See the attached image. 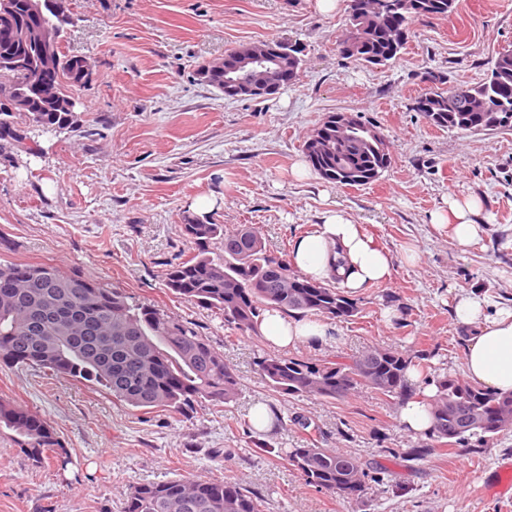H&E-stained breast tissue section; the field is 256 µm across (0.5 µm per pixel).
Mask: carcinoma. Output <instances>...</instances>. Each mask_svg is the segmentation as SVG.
<instances>
[{
	"label": "carcinoma",
	"instance_id": "obj_1",
	"mask_svg": "<svg viewBox=\"0 0 512 512\" xmlns=\"http://www.w3.org/2000/svg\"><path fill=\"white\" fill-rule=\"evenodd\" d=\"M376 7L361 14L349 13V24L362 30L361 46L348 57L367 66L388 64L397 48L389 35L422 18L447 17L455 0H414V11L404 0H374ZM27 0H13L12 20L0 22V61L6 55L35 54L32 46L16 41L20 26L43 28L57 23L49 11L37 17L26 8ZM281 69L299 76L301 48L288 46ZM83 57L59 51L57 70L49 77L59 86L61 99H72L71 90L89 81L80 71ZM42 74H25L0 67V95L22 91L37 96ZM425 101L415 111L430 125L468 132H512V49L492 60L485 81L475 87L458 86L448 91L430 87L417 98ZM36 122L45 131L77 132L81 116L58 107L33 112H0V152L14 153L21 126ZM374 123L358 118L339 147L320 154L304 148L312 167L325 180L340 186H366L388 169L385 137L372 132ZM181 234L195 245L194 254L169 265L164 282L173 294L202 308L216 309L224 322L242 332L260 334L263 312L317 315L328 319L349 318L359 312L358 303L342 288L301 276L289 261L278 262L257 232L242 225L233 232L222 224H208L189 215ZM81 285L73 315L81 328L59 335L60 322H34L36 310L51 294H68ZM0 361L15 366L36 365L56 375L89 383L137 410L169 408L184 411L202 401L229 403L237 395L238 377L192 324L154 306L133 305L119 288L77 273H65L51 264L0 263ZM365 371L355 372L358 361L313 365L275 353L258 358L257 366L270 387L293 396L335 400L344 396L336 378L358 376L355 385L386 396L407 392L406 373L412 361L396 349H381L362 357ZM436 387L431 399L432 440L443 445L472 437L482 442L512 427V392L497 393L446 375L427 378ZM479 414L483 423L454 433L458 415ZM0 429L13 433L27 458L37 464L45 454H56L61 468L71 459L42 414L0 399ZM310 485L333 492L347 503L360 498L371 478L356 459L331 448H294L288 455ZM123 512H263L262 500L241 483L215 479L172 478L142 483L124 493Z\"/></svg>",
	"mask_w": 512,
	"mask_h": 512
}]
</instances>
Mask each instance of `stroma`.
<instances>
[{
	"label": "stroma",
	"mask_w": 512,
	"mask_h": 512,
	"mask_svg": "<svg viewBox=\"0 0 512 512\" xmlns=\"http://www.w3.org/2000/svg\"><path fill=\"white\" fill-rule=\"evenodd\" d=\"M315 2L70 0L75 22L63 45L94 66L90 84L73 92L81 128L42 134L41 155L25 162L0 157V262L93 276L195 324L236 372L238 395L182 415L147 412L101 388L0 362V398L49 419L71 458L64 469L32 463L0 432V512H121L131 486L178 476L242 483L265 512H512L484 490L485 477L512 460V429L416 457L429 439L401 426L400 399L367 389L334 401L278 393L255 366L269 349L263 337L164 285L167 264L194 252L179 226L207 196L206 221L250 225L274 250L290 251L332 205L396 257L388 282L357 294L358 314L335 319V342L285 357L320 364L396 349L419 356L425 375L459 377L469 333L451 317L456 297L481 290L512 304V133L439 129L414 109L424 71L472 86L512 48V0H457L449 17L415 21L399 58L380 68L341 54L346 0L331 14ZM257 41L303 46L294 85L228 100L199 81L202 65ZM333 112L380 127L391 166L378 181L341 187L292 175L306 137ZM469 194L484 197L490 222L463 253L430 215ZM410 246L419 252L413 264L402 258ZM258 403L270 408V433L249 421ZM316 445L352 455L378 481L353 505L308 485L286 453Z\"/></svg>",
	"instance_id": "35a3bbf8"
}]
</instances>
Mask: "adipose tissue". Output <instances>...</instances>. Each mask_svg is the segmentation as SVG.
I'll use <instances>...</instances> for the list:
<instances>
[{
    "instance_id": "1",
    "label": "adipose tissue",
    "mask_w": 512,
    "mask_h": 512,
    "mask_svg": "<svg viewBox=\"0 0 512 512\" xmlns=\"http://www.w3.org/2000/svg\"><path fill=\"white\" fill-rule=\"evenodd\" d=\"M484 210L481 196L451 197L430 221L448 225L456 244L464 249L485 233ZM290 260L302 274L334 281L356 293L388 281L395 257L367 225L332 206L322 211L313 233L295 240ZM453 315L456 324L470 332L463 359L466 379L492 391H512V306L492 303L474 292L457 300ZM260 332L272 347L294 348L331 342L335 328L326 322L287 318L273 311L265 316ZM407 380L416 393L403 404L400 421L412 433L427 432L429 401L436 389L424 384L414 369L408 372Z\"/></svg>"
}]
</instances>
